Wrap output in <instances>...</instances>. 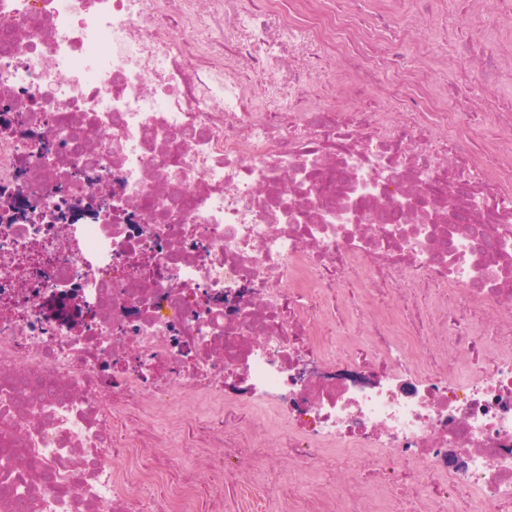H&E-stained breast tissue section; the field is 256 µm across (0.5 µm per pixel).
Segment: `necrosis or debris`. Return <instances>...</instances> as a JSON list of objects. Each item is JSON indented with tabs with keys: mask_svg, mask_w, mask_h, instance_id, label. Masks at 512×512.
Instances as JSON below:
<instances>
[{
	"mask_svg": "<svg viewBox=\"0 0 512 512\" xmlns=\"http://www.w3.org/2000/svg\"><path fill=\"white\" fill-rule=\"evenodd\" d=\"M403 4L0 0V104L58 144L0 134L32 211L0 224V286L30 242L54 260L0 305V512H261L256 467L290 512H512V163L473 126L512 129V97H459L462 72L437 95L448 62L420 47L382 110L336 109ZM479 5L455 57L511 82ZM77 162L112 208L43 237ZM132 208L151 236L117 233ZM155 238L164 275L114 270ZM74 250L91 318L37 332ZM358 310L336 351L322 324ZM290 462L350 483L293 498Z\"/></svg>",
	"mask_w": 512,
	"mask_h": 512,
	"instance_id": "1",
	"label": "necrosis or debris"
}]
</instances>
